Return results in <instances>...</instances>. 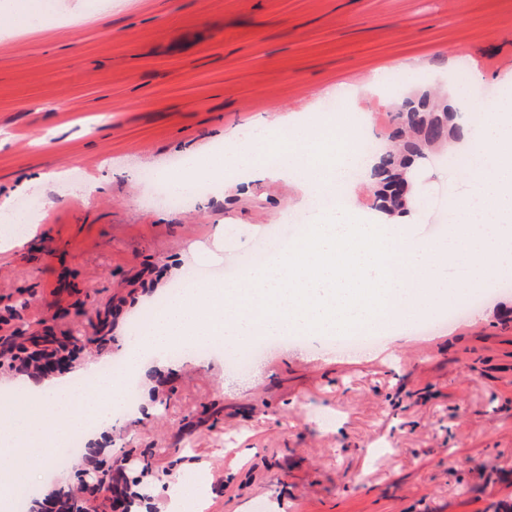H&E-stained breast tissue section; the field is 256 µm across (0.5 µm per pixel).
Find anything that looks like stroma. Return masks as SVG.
Instances as JSON below:
<instances>
[{"instance_id":"35a3bbf8","label":"stroma","mask_w":512,"mask_h":512,"mask_svg":"<svg viewBox=\"0 0 512 512\" xmlns=\"http://www.w3.org/2000/svg\"><path fill=\"white\" fill-rule=\"evenodd\" d=\"M75 29L8 38L0 14V197L48 184L35 239L0 256V336L92 335L68 365L117 360L133 319L185 265L232 267L296 211L290 183L235 177L184 210L150 202L140 175L185 151L209 159L260 120L322 112L318 89L355 86L378 142L393 126L375 75L483 107L512 95V0H86ZM467 68L472 88L458 86ZM156 408L115 420L100 448L31 479L33 497L88 491L96 469L167 473L184 512H512V294L426 334L331 351L281 342L243 371L222 352L150 369Z\"/></svg>"}]
</instances>
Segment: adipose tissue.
Returning a JSON list of instances; mask_svg holds the SVG:
<instances>
[{
    "label": "adipose tissue",
    "mask_w": 512,
    "mask_h": 512,
    "mask_svg": "<svg viewBox=\"0 0 512 512\" xmlns=\"http://www.w3.org/2000/svg\"><path fill=\"white\" fill-rule=\"evenodd\" d=\"M264 140L233 142L223 160L202 164L192 152L184 156V175L173 185L183 188L208 173L225 170L233 173L239 167H250L259 180L291 182L296 168L307 171L301 189L305 195L326 191L343 176L352 158L347 149L337 148L329 134L317 136L295 129L288 141L281 143L277 164L266 163ZM58 377L40 379L19 377L17 385L0 387V414L8 418V426L0 429V476L6 485L0 486V496L8 497L13 484L27 480L52 464L51 451L67 433L86 429L87 442L97 445L102 439V427L115 416L120 403L118 383L101 378L91 386L72 390L62 389Z\"/></svg>",
    "instance_id": "ef3b65f1"
}]
</instances>
